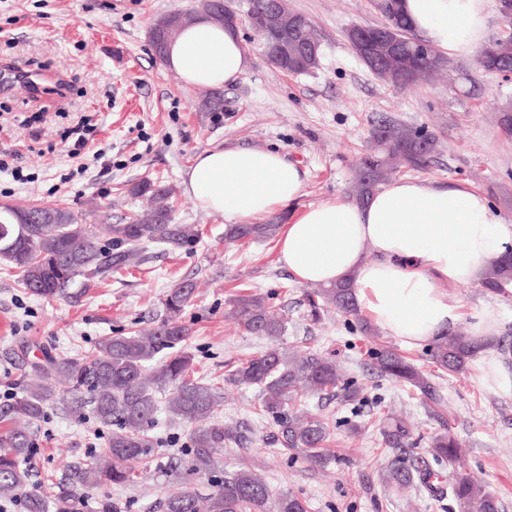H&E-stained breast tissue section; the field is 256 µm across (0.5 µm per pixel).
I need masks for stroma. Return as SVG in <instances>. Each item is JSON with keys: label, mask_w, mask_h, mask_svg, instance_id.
Segmentation results:
<instances>
[{"label": "stroma", "mask_w": 512, "mask_h": 512, "mask_svg": "<svg viewBox=\"0 0 512 512\" xmlns=\"http://www.w3.org/2000/svg\"><path fill=\"white\" fill-rule=\"evenodd\" d=\"M306 15L322 42L315 72L286 73L267 64L248 25H240L249 67L223 87L224 108L202 110V89L186 88L179 76L155 59L149 41L153 20L175 10H192L197 0H0V62L39 72L38 91L23 86L0 90V158L22 167L28 180L0 172V202L19 207L59 205L86 212L88 223L105 227L146 209L131 194L149 179L169 186L176 223L196 224L201 240L190 250L148 246L142 264L113 276L108 284L46 299L30 295L0 261V387L18 388L32 362L43 355L77 357L99 337L148 327L163 315L168 288L196 281L197 295L185 317L192 327L189 349L200 376H224L230 363L263 351L265 338L243 333L228 317L241 292L273 294V306L288 320L280 347L302 346L335 354L364 389L356 405L360 434L337 430L329 445L340 462L325 471L283 455L275 430L258 413V393L231 384L217 410L219 419L241 424L247 447L225 449L222 469L247 465L273 493L294 491L309 512H448L449 501L426 487L397 490L382 481L393 457L381 442L388 412L414 427L416 465L433 466L429 436L449 431L462 444L460 463L484 479L512 512V392L484 381L480 359L462 375L436 367L429 346L407 355L428 373L444 402L434 406L420 392L378 378L370 358L379 345L397 346L384 333L366 336L347 319L325 311L307 316L306 285L278 261L277 241L229 243L223 217L196 207L182 176L206 148L236 145L274 149L306 175L296 210L347 196L353 167L369 129L379 117L422 128L440 141L424 179L464 183L484 193L512 218V136L498 126V106L512 99V81L478 67L471 56L447 57L441 76L396 88L383 83L353 54L346 38L354 25L381 24L375 0H288ZM88 128V144L72 155L70 131ZM458 306L459 325L472 310L498 302L501 333L512 336V297L483 285H446ZM91 419L55 404L34 428L35 449L27 465L38 486H61L69 463L84 459L98 444ZM191 487L208 494L207 478L182 482L159 469L122 486L78 490L79 512H161L168 492Z\"/></svg>", "instance_id": "stroma-1"}]
</instances>
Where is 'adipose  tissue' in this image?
I'll list each match as a JSON object with an SVG mask.
<instances>
[{
    "label": "adipose tissue",
    "instance_id": "obj_1",
    "mask_svg": "<svg viewBox=\"0 0 512 512\" xmlns=\"http://www.w3.org/2000/svg\"><path fill=\"white\" fill-rule=\"evenodd\" d=\"M414 32L456 55L483 46L491 0H401ZM164 65L189 88L238 81L248 68L238 29L201 16L172 40ZM183 184L195 205L242 224L291 207L302 195L300 169L279 152L238 146L200 151ZM512 252V218L481 192L394 178L366 203L336 197L291 217L279 261L300 283L350 280L356 303L381 332L418 348L458 319L447 283L483 281Z\"/></svg>",
    "mask_w": 512,
    "mask_h": 512
}]
</instances>
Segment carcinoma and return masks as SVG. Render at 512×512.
<instances>
[{
    "mask_svg": "<svg viewBox=\"0 0 512 512\" xmlns=\"http://www.w3.org/2000/svg\"><path fill=\"white\" fill-rule=\"evenodd\" d=\"M384 16L397 28H409V21L391 0ZM439 147L438 138L427 131L382 119L371 128L366 150L354 170L350 186L355 200L363 202L381 184L404 167L426 168ZM134 195L148 196L151 208L134 214L123 224L109 225L110 237L101 242L85 214L69 208L50 206L14 207L0 205V259L14 270L17 281L41 298L64 295L79 285L92 288L112 275L142 262L139 248L150 244L172 250L190 249L198 242L197 224L173 222L169 190L149 180L130 188ZM280 229L276 223L228 224L224 240L268 241ZM512 283V254H508L488 274L483 285L499 293ZM196 295L195 282L185 279L168 289L163 316L149 328L132 329L102 336L90 352L81 357L44 355L32 364V374L13 406V413L25 424L13 426L0 436V498L22 499L24 512H75L76 491L106 484H130L137 469L160 464L161 440L151 434L159 410L169 421L187 428L185 458L172 459L164 468L187 475L207 476L215 490L200 498L189 489L169 493L163 512H308L307 501L293 491L273 494L270 487L251 470L241 467L215 478L224 448L248 441L237 425L215 417L224 399L223 383L258 391L260 414L278 433L281 450L300 458L316 470L336 462L326 448L336 429L356 423L333 420L318 413H298L309 399L333 397L344 404L363 399L364 388L349 377L335 356L316 351L287 352L277 341L287 330L284 316L269 311L266 297L245 293L231 301L232 316L244 333L264 336L269 347L238 361L224 380L207 381L198 375L193 354L188 349L190 328L184 320L186 309ZM308 316L321 320V313H336L357 320L358 329L373 334L360 319L353 290L344 282L317 287L305 295ZM471 337L447 333L431 349V357L441 370L462 374L480 350ZM378 376L405 382L440 405L438 393L428 375L394 349L383 346L372 351ZM66 385V402L72 414L90 415L102 431L101 446L86 459L72 465L68 487L55 494L31 487V471L23 465L33 454L31 431L44 418L57 395L54 383ZM382 444L394 452L385 472V482L397 489L415 484L429 486L432 470L409 464L413 451V430L401 417L388 415L381 429ZM436 464L448 466V487L437 489L448 496L457 512H501L500 503L489 486L470 472L456 470L460 444L443 432L430 437L428 448Z\"/></svg>",
    "mask_w": 512,
    "mask_h": 512,
    "instance_id": "carcinoma-1",
    "label": "carcinoma"
}]
</instances>
